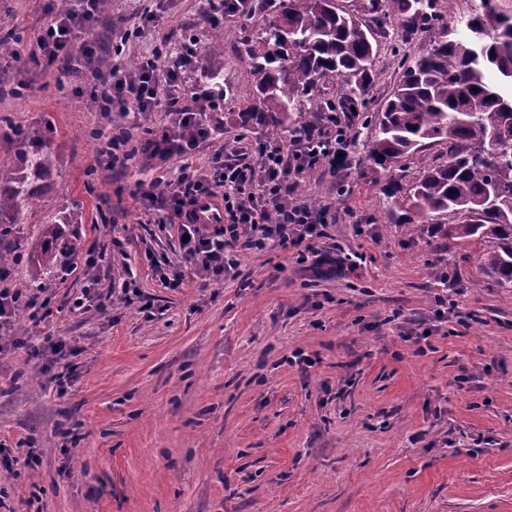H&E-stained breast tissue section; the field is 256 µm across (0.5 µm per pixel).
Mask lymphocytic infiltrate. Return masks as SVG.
I'll list each match as a JSON object with an SVG mask.
<instances>
[{"instance_id": "1", "label": "lymphocytic infiltrate", "mask_w": 512, "mask_h": 512, "mask_svg": "<svg viewBox=\"0 0 512 512\" xmlns=\"http://www.w3.org/2000/svg\"><path fill=\"white\" fill-rule=\"evenodd\" d=\"M96 4L97 0H84L80 13L52 14L39 37L47 61L77 53L90 55L91 45L79 35L91 26ZM181 48V57L171 60L155 54L143 57L133 73L117 63L94 72L90 93L100 111L163 110L173 117L170 127L144 138L129 151L124 148V136H111L101 150L102 157L114 165L125 163L133 153L151 162L183 158L166 193L151 189L141 197L156 223L179 225L184 259L205 276L230 273L241 250L259 252L275 244L284 250L314 251L324 236V214L294 197L292 181L319 163L338 165L350 141L348 127L329 116L305 144L289 148L262 144L249 152H216L204 165H193L192 154L212 138V128L201 114L206 109L217 111L220 105L210 91L183 92L182 60L191 56L195 44L185 41ZM203 198L220 200L224 208L223 223L207 232L192 218L194 206ZM271 212L278 217L273 224L266 219Z\"/></svg>"}]
</instances>
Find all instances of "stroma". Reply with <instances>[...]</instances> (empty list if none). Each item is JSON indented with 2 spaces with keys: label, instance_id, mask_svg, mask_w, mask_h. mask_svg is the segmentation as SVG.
<instances>
[{
  "label": "stroma",
  "instance_id": "1",
  "mask_svg": "<svg viewBox=\"0 0 512 512\" xmlns=\"http://www.w3.org/2000/svg\"><path fill=\"white\" fill-rule=\"evenodd\" d=\"M54 0H0V135L7 125L46 129L55 156L38 181L39 205L22 226L27 253L13 284L28 287V255L43 222L66 215L76 254L62 255L41 322L0 328V489L20 512H512V288L489 287L478 244L445 249L446 226L401 224L386 195L390 173L368 156L369 131L352 139L341 167L321 164L297 181L328 222L319 242L330 262L271 247L237 255L235 275L215 281L184 262L178 225L150 223L139 197L160 174L143 159L107 167L104 139L131 142L170 123L166 113L102 114L86 105L98 56L121 27L153 17L125 45L135 71L145 54L173 57L176 34L196 31L200 50L184 89L205 85L207 0H110L97 14L88 60L47 63L38 41ZM263 17L224 16L223 133L201 155L235 144L288 143L286 133L244 125L249 98L241 40ZM378 111L398 74L392 46L427 47L388 28L377 37ZM123 252L86 258L100 238ZM169 258L183 284L152 268ZM132 274L136 305L71 301L91 283ZM450 309L436 320L440 298ZM430 337L414 342L416 332ZM71 341L68 362L48 339ZM72 381L58 386L64 366ZM79 434L78 443L63 436ZM37 463H28L26 449Z\"/></svg>",
  "mask_w": 512,
  "mask_h": 512
}]
</instances>
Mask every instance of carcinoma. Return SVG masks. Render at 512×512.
Listing matches in <instances>:
<instances>
[{
    "label": "carcinoma",
    "instance_id": "carcinoma-1",
    "mask_svg": "<svg viewBox=\"0 0 512 512\" xmlns=\"http://www.w3.org/2000/svg\"><path fill=\"white\" fill-rule=\"evenodd\" d=\"M453 0H369L371 22L341 8L338 0H242L241 9L267 13L264 26L244 42L241 56L253 100L241 118L268 130L306 137L324 112L348 127L372 129L369 157L395 165L390 198H398L401 224L448 225L451 249L475 241L483 274L512 288V0H479L462 31L443 21ZM395 26L407 40L429 37L418 55L392 49L400 77L377 117L367 100L376 77L375 34ZM288 28L301 42L279 47ZM205 79L224 98V31L211 36ZM299 121L288 125L291 113ZM37 129H14L15 164L0 179V281L10 277L24 241L16 226L35 208L34 183L52 167ZM448 146V160L412 167L421 149ZM31 255L35 277L50 273L63 252H75L62 225L39 228Z\"/></svg>",
    "mask_w": 512,
    "mask_h": 512
}]
</instances>
